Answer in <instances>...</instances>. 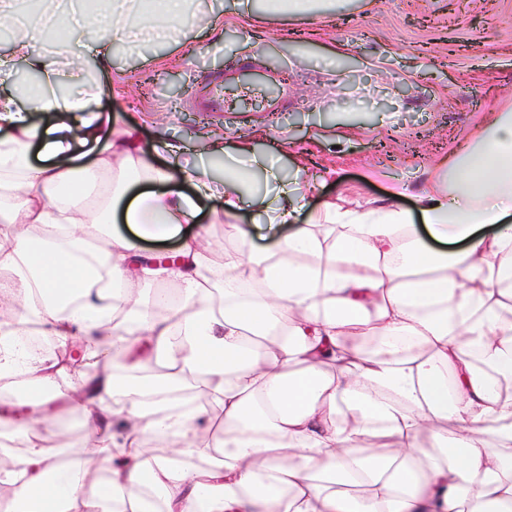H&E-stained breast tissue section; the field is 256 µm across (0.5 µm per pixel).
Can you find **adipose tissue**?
<instances>
[{
    "label": "adipose tissue",
    "mask_w": 512,
    "mask_h": 512,
    "mask_svg": "<svg viewBox=\"0 0 512 512\" xmlns=\"http://www.w3.org/2000/svg\"><path fill=\"white\" fill-rule=\"evenodd\" d=\"M159 2L154 12L150 0H112L110 30L92 48L99 67L111 44L140 33L163 36L178 21L213 31L209 15L185 14L186 0ZM39 4L0 55L1 77L20 63L40 76L0 93V269L11 275L0 286V375L29 392L18 417L0 418L28 442L0 466L10 494L0 512H512V398L498 392L512 380V113H494L449 158L417 213L327 202L299 225L295 182L251 145L219 183L181 164L177 144L159 140L162 163L129 129L95 123L90 105L105 88L86 82L82 56L32 45L97 31L103 17L84 0ZM35 111L54 124L34 123ZM78 140L100 143L92 163L68 161ZM255 171L276 196L249 230L237 218ZM136 183L145 191L130 194ZM217 192L215 218L239 241L219 267L204 238L184 232ZM256 235L268 247H253ZM173 238L174 252L142 263V240ZM144 282L155 294L134 300ZM31 320L59 341L80 337L83 363L23 346ZM142 336L148 355L131 357ZM192 376L224 415L220 458L204 470L180 461L209 452L205 409L167 399ZM74 384L97 437L62 470L65 441L44 444L40 430L66 419ZM116 413L133 420L121 441ZM446 422L455 438L416 449ZM356 482L365 492L348 498Z\"/></svg>",
    "instance_id": "ef3b65f1"
}]
</instances>
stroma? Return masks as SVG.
<instances>
[{
  "instance_id": "35a3bbf8",
  "label": "stroma",
  "mask_w": 512,
  "mask_h": 512,
  "mask_svg": "<svg viewBox=\"0 0 512 512\" xmlns=\"http://www.w3.org/2000/svg\"><path fill=\"white\" fill-rule=\"evenodd\" d=\"M251 2L196 0L216 19L200 41L180 26L164 41L112 47L95 111L130 129L139 148L161 136L208 169L214 145L230 153L248 142L303 186L302 224L339 197L416 211L440 160L512 109V0H342L312 18ZM242 63L289 67L277 111L251 90L239 93L242 110L208 109L214 84ZM395 184L406 193L392 200ZM221 207L212 199L186 227L208 240L217 264L237 246L213 219Z\"/></svg>"
}]
</instances>
